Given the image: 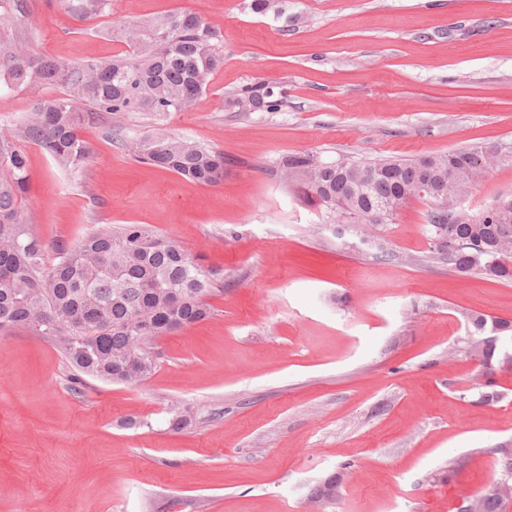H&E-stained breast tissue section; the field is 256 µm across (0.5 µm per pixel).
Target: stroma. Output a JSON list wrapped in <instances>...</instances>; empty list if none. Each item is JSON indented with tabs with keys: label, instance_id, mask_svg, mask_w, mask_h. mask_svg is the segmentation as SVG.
<instances>
[{
	"label": "stroma",
	"instance_id": "stroma-1",
	"mask_svg": "<svg viewBox=\"0 0 512 512\" xmlns=\"http://www.w3.org/2000/svg\"><path fill=\"white\" fill-rule=\"evenodd\" d=\"M246 0H109L73 18L27 0L8 42L65 62L126 52L110 30L187 10L224 56L194 111L90 123L91 149L63 170L25 145L22 215L45 245L102 226L143 224L223 281L210 318L163 336L161 367L137 386L70 382L62 355L24 329L0 336V512H454L512 444V367L496 401L459 395L476 372L455 351L464 315L512 321V283L463 276L433 258L430 204L411 200L362 241L284 180L285 156L416 160L474 144L502 150L468 198L512 195V0H288L295 23ZM0 44V135L32 101ZM276 84V112H237L247 83ZM163 129L224 153L201 185L124 146ZM195 421L173 431L171 404ZM465 464L449 473L456 459ZM340 477L335 501L309 492Z\"/></svg>",
	"mask_w": 512,
	"mask_h": 512
}]
</instances>
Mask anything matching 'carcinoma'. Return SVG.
Instances as JSON below:
<instances>
[{
	"instance_id": "carcinoma-1",
	"label": "carcinoma",
	"mask_w": 512,
	"mask_h": 512,
	"mask_svg": "<svg viewBox=\"0 0 512 512\" xmlns=\"http://www.w3.org/2000/svg\"><path fill=\"white\" fill-rule=\"evenodd\" d=\"M59 2L84 19L103 13L109 0ZM248 7L281 19L288 0H249ZM118 34L130 51L107 59L67 63L15 50L9 74L31 95L32 109L12 137L0 136V335L24 328L49 341L72 369L75 386L89 378L131 385L151 378L163 361L154 353L158 339L210 317L207 297L218 287L178 244L141 224L93 230L48 267L45 245L19 211L28 172L24 143L38 144L59 167L74 169L91 154L80 135L85 122H104L117 112H189L224 63L215 31L190 12L123 23ZM53 85L63 95L44 97ZM228 104L237 112H276L283 95L274 85L250 83ZM126 146L138 161L184 179L204 185L224 179V153L191 140L156 132ZM480 152L474 145L413 161L331 163L292 154L282 159L281 173L300 180L325 214H344L361 224L382 201L398 209L416 198L414 183L425 173L446 176L451 169L448 198L469 195L494 165L487 159L476 164ZM458 216L456 224L428 222V240L448 233L451 265L459 274L512 282V222L500 221L492 203ZM464 342L468 355L491 368L512 365V321L473 311L466 315ZM135 355L139 364L130 377L125 368ZM170 413L175 430L194 418L188 406L175 405ZM492 482L495 494L485 485L469 497L474 512H505L512 478Z\"/></svg>"
}]
</instances>
